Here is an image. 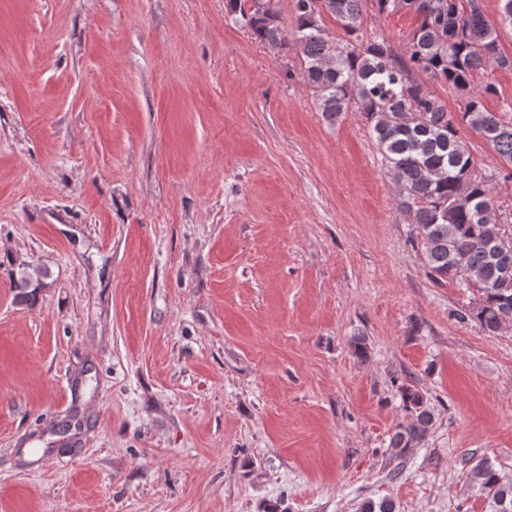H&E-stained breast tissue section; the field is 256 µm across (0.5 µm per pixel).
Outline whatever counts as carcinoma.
Here are the masks:
<instances>
[{"mask_svg": "<svg viewBox=\"0 0 512 512\" xmlns=\"http://www.w3.org/2000/svg\"><path fill=\"white\" fill-rule=\"evenodd\" d=\"M296 0L293 38L281 26L273 0H225L227 15L268 49L293 46L301 57L303 78L316 94L318 109L332 120L344 112L366 119L373 141L393 180L400 186V207L412 217L422 239L429 274L437 282L461 280L477 287L479 298L458 313L489 335L512 322V243L503 244L495 217L492 182L497 174L476 171L461 131L479 133L512 177V105L491 112L483 97L487 84L473 86L488 64L512 63L499 55L497 28L481 0H372L378 12L405 8L420 23L398 53L384 38L360 35L367 0ZM330 15L345 38L328 39L322 25ZM422 73L459 96L452 115L417 77ZM45 271H11L19 304H32L45 287ZM403 403L410 420L390 439L397 457L420 443L433 425L423 397L407 388ZM488 500L489 512H512V481H504L487 461L467 472Z\"/></svg>", "mask_w": 512, "mask_h": 512, "instance_id": "carcinoma-1", "label": "carcinoma"}]
</instances>
